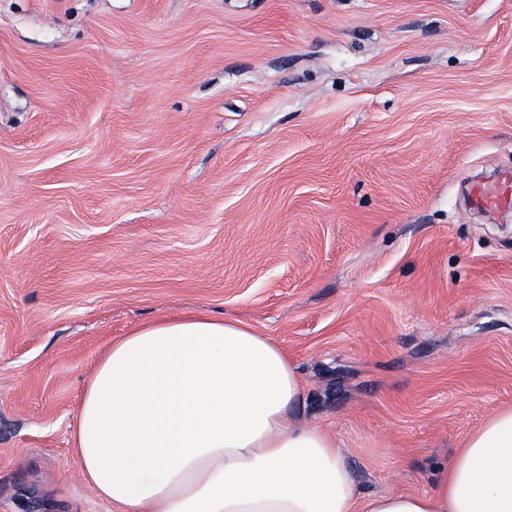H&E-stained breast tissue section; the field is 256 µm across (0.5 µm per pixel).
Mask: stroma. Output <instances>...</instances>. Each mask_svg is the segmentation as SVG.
<instances>
[{
	"mask_svg": "<svg viewBox=\"0 0 512 512\" xmlns=\"http://www.w3.org/2000/svg\"><path fill=\"white\" fill-rule=\"evenodd\" d=\"M512 0H0V512H108L71 434L112 341L273 338L361 492L512 407ZM473 198L478 208L495 210L512 206V173H505L493 182L476 184Z\"/></svg>",
	"mask_w": 512,
	"mask_h": 512,
	"instance_id": "1",
	"label": "stroma"
}]
</instances>
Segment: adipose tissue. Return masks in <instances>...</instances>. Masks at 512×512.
I'll return each mask as SVG.
<instances>
[{"instance_id": "1", "label": "adipose tissue", "mask_w": 512, "mask_h": 512, "mask_svg": "<svg viewBox=\"0 0 512 512\" xmlns=\"http://www.w3.org/2000/svg\"><path fill=\"white\" fill-rule=\"evenodd\" d=\"M304 384L271 337L204 314L110 345L72 433L112 512H512V408L489 416L432 491L360 493L335 436L297 416Z\"/></svg>"}]
</instances>
